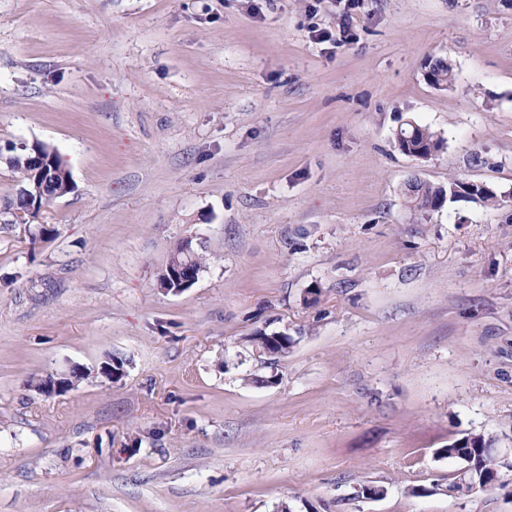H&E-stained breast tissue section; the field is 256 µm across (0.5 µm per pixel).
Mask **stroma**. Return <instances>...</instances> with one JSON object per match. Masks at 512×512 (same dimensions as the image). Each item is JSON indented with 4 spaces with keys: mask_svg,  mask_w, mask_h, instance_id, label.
I'll return each mask as SVG.
<instances>
[{
    "mask_svg": "<svg viewBox=\"0 0 512 512\" xmlns=\"http://www.w3.org/2000/svg\"><path fill=\"white\" fill-rule=\"evenodd\" d=\"M9 141L75 189L0 213V512H512V472L409 493L465 433L512 455V0H0ZM452 178L500 206L409 210ZM188 237L205 265L164 293ZM429 73L432 76L430 81L435 87L452 84L455 80L454 68L447 58L437 57L428 63ZM411 136V145L415 147V150L420 149L422 152L413 151L414 154H409V156L415 158L422 157V160L426 161L431 159L442 148V139L437 137L429 128L408 124L407 128H400V133L396 135L398 146L402 152L406 150V148L408 150H414L407 145V139ZM419 152H421L420 156L418 155ZM458 180L448 181V190L445 186H436L431 183L416 182L409 184L407 192V204L411 211L426 213L435 210L438 206V199L444 201L448 195L455 196L454 187Z\"/></svg>",
    "mask_w": 512,
    "mask_h": 512,
    "instance_id": "1",
    "label": "stroma"
}]
</instances>
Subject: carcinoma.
I'll return each instance as SVG.
<instances>
[{
	"label": "carcinoma",
	"mask_w": 512,
	"mask_h": 512,
	"mask_svg": "<svg viewBox=\"0 0 512 512\" xmlns=\"http://www.w3.org/2000/svg\"><path fill=\"white\" fill-rule=\"evenodd\" d=\"M428 68L432 76V84L436 87L451 84L455 80L454 68L446 58L437 57L430 60ZM396 139L402 151L410 145L421 150L420 157L424 161L431 159L442 148V139L430 129L420 125L410 124L408 127L400 129ZM37 154L49 159L48 165L40 170L37 169L33 161ZM5 162L17 178L18 189L16 200L12 206L18 209L26 206L27 197L35 194L37 189L42 188L45 192L52 194L64 185L65 179L71 178V174L62 169V162L57 153L42 143H12L8 148ZM457 184L456 180L449 181L446 187L424 182L413 183L408 187V208L419 213L432 211L437 208L438 200H444L447 195L454 194V187ZM247 341L260 352L271 347L279 351L281 356L288 354L294 345L293 338L287 336L283 342L272 347L269 335L263 332L252 334L247 337ZM490 447H492L491 440L485 438L484 435L467 433L449 443L448 447L439 449L437 456L454 459L459 462V467L469 466L479 471L482 476L490 474V470L494 468L496 469V479L489 478L482 481L470 475L468 471L465 473L457 471L447 484L434 483L429 488L414 487L411 493L414 495L441 494L446 491L452 495L471 496L495 487V482L501 481L502 472L508 469V466L494 461L488 453Z\"/></svg>",
	"instance_id": "obj_1"
}]
</instances>
